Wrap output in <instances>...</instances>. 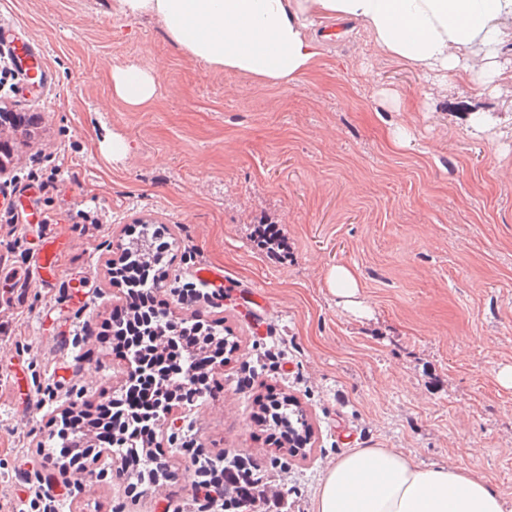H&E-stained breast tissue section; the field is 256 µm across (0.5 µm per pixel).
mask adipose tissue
I'll return each instance as SVG.
<instances>
[{
	"label": "adipose tissue",
	"mask_w": 512,
	"mask_h": 512,
	"mask_svg": "<svg viewBox=\"0 0 512 512\" xmlns=\"http://www.w3.org/2000/svg\"><path fill=\"white\" fill-rule=\"evenodd\" d=\"M126 18H157L168 38L218 72L262 86L310 75L320 52L314 21L361 26L384 55L426 75L451 74L482 90L512 80L501 59L512 43V0H116ZM112 94L136 108L157 79L136 65L112 69ZM314 512H504L490 480L465 468L422 466L390 448H356L324 473Z\"/></svg>",
	"instance_id": "ef3b65f1"
}]
</instances>
